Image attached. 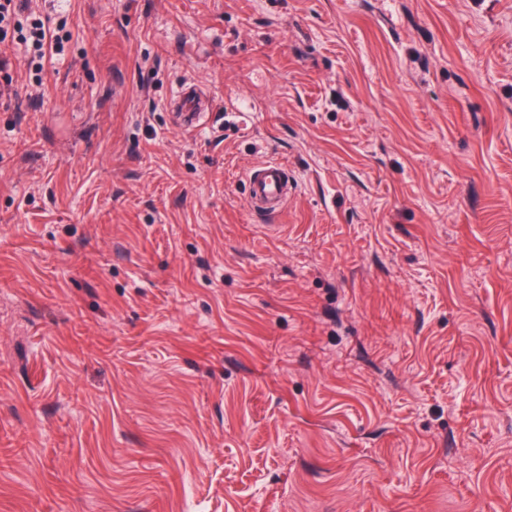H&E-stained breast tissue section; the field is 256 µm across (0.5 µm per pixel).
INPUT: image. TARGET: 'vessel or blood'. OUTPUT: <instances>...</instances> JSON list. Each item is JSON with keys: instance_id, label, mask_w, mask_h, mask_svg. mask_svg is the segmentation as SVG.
<instances>
[{"instance_id": "b4317fda", "label": "vessel or blood", "mask_w": 512, "mask_h": 512, "mask_svg": "<svg viewBox=\"0 0 512 512\" xmlns=\"http://www.w3.org/2000/svg\"><path fill=\"white\" fill-rule=\"evenodd\" d=\"M172 100L180 110L182 121L195 124L198 120L196 91L193 87H179ZM245 189L251 209L266 216L279 215L294 190V181L287 166L269 159L252 167L246 173Z\"/></svg>"}]
</instances>
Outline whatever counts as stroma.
Here are the masks:
<instances>
[{"label": "stroma", "instance_id": "35a3bbf8", "mask_svg": "<svg viewBox=\"0 0 512 512\" xmlns=\"http://www.w3.org/2000/svg\"><path fill=\"white\" fill-rule=\"evenodd\" d=\"M17 21L0 512H512V0ZM171 101L177 104L180 109V118L185 123L193 126L199 114L197 113L198 101L196 99V91L192 86H181L177 89ZM245 189L251 209L266 216L279 215L294 190L288 167L278 159H268L246 173Z\"/></svg>", "mask_w": 512, "mask_h": 512}]
</instances>
